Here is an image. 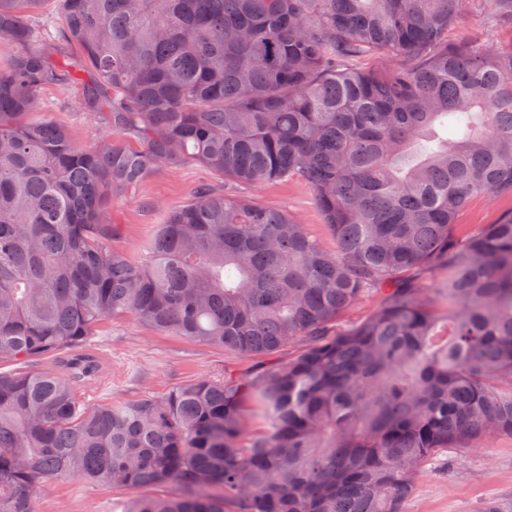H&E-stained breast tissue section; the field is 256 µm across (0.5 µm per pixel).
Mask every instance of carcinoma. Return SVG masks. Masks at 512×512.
<instances>
[{
  "instance_id": "carcinoma-1",
  "label": "carcinoma",
  "mask_w": 512,
  "mask_h": 512,
  "mask_svg": "<svg viewBox=\"0 0 512 512\" xmlns=\"http://www.w3.org/2000/svg\"><path fill=\"white\" fill-rule=\"evenodd\" d=\"M44 2L0 0V364L26 367L0 370V512L70 478L133 492L112 512H404L448 449L512 436V45L453 37L512 0H52V33ZM57 88L93 144L41 110ZM189 165L305 184L336 250L208 185L145 201L144 258L115 247L112 202ZM129 316L260 364L88 405L87 342ZM77 92L47 90L41 95L42 109L52 112L53 118L67 126L81 145L91 144L105 129L104 120L95 112H83L78 107ZM502 208L503 204L494 197L479 199L459 218V224H470L464 230L475 224H491Z\"/></svg>"
}]
</instances>
